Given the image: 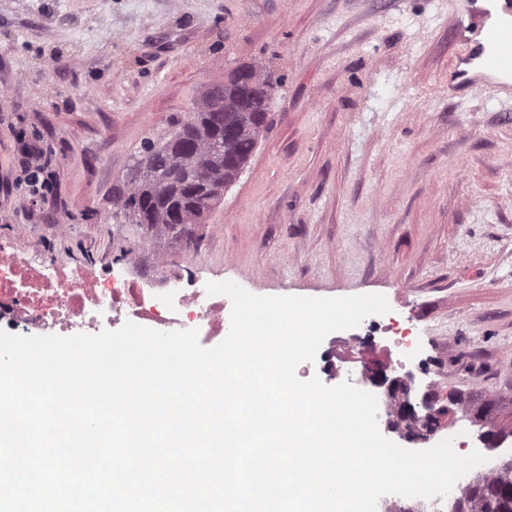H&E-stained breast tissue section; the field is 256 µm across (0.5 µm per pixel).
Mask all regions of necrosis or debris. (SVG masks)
<instances>
[{
	"mask_svg": "<svg viewBox=\"0 0 512 512\" xmlns=\"http://www.w3.org/2000/svg\"><path fill=\"white\" fill-rule=\"evenodd\" d=\"M0 314L18 334L51 326L60 332L116 330L126 322L160 331L194 329L203 341H222L229 320L220 295L185 277L156 285L113 270L102 282L87 268L52 261L33 265L26 254L0 248Z\"/></svg>",
	"mask_w": 512,
	"mask_h": 512,
	"instance_id": "4bbe7bcc",
	"label": "necrosis or debris"
}]
</instances>
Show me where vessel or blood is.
Listing matches in <instances>:
<instances>
[{"mask_svg":"<svg viewBox=\"0 0 512 512\" xmlns=\"http://www.w3.org/2000/svg\"><path fill=\"white\" fill-rule=\"evenodd\" d=\"M462 51L450 74L471 97L490 92L512 101V0H460L451 20Z\"/></svg>","mask_w":512,"mask_h":512,"instance_id":"1","label":"vessel or blood"}]
</instances>
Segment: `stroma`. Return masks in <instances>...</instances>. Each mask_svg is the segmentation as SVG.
<instances>
[{
	"instance_id": "35a3bbf8",
	"label": "stroma",
	"mask_w": 512,
	"mask_h": 512,
	"mask_svg": "<svg viewBox=\"0 0 512 512\" xmlns=\"http://www.w3.org/2000/svg\"><path fill=\"white\" fill-rule=\"evenodd\" d=\"M456 2L0 0V244L110 277L155 235L112 208L142 142L259 65L282 79L267 129L206 223L169 231V272L384 295L441 399L512 393V109L449 85ZM22 136L48 204L22 197ZM129 273L156 281L153 255Z\"/></svg>"
}]
</instances>
